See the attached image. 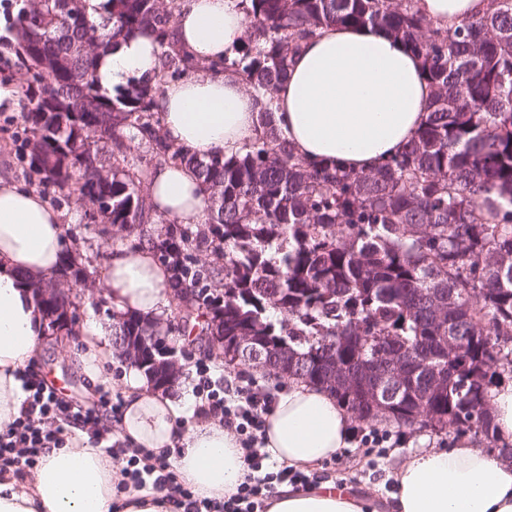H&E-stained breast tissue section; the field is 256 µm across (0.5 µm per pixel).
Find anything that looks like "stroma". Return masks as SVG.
<instances>
[{
	"mask_svg": "<svg viewBox=\"0 0 512 512\" xmlns=\"http://www.w3.org/2000/svg\"><path fill=\"white\" fill-rule=\"evenodd\" d=\"M24 127L22 115L0 111V176H8L39 189L49 203L65 215H77V222L66 228L67 250H76L87 256L96 253L106 256L117 247L136 248L138 239L135 234L105 224L102 218L90 217L88 212L81 210L75 197L64 196L54 187L40 184L38 175L29 166ZM71 295L75 307L71 336L61 341L52 336L44 338L29 369L46 384L52 385L59 397L73 406H90L99 398L98 386L92 385L88 377L77 374L59 349L64 344L80 348L83 325L91 320L110 324L114 308L109 301H95L91 291L78 286L72 287ZM159 320L169 340L174 342L182 364V375L171 388V395L193 398L195 363L200 359L210 364L213 377L229 381L244 377L254 381L257 388L270 393L278 388L280 380L277 375L225 363L222 355L209 350L206 344L184 339L180 334L175 307L164 308ZM391 432L399 438L400 443L387 456L368 464L364 462L361 451L356 449L337 464L336 474L346 476L355 492L385 498L393 486L391 472L404 456L424 444L451 448L462 439L461 433L453 429L438 433L428 428L395 426Z\"/></svg>",
	"mask_w": 512,
	"mask_h": 512,
	"instance_id": "obj_1",
	"label": "stroma"
}]
</instances>
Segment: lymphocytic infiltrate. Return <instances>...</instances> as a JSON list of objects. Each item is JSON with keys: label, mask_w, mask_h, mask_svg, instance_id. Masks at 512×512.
Returning <instances> with one entry per match:
<instances>
[{"label": "lymphocytic infiltrate", "mask_w": 512, "mask_h": 512, "mask_svg": "<svg viewBox=\"0 0 512 512\" xmlns=\"http://www.w3.org/2000/svg\"><path fill=\"white\" fill-rule=\"evenodd\" d=\"M197 371L198 391L204 396L198 414L219 418L225 427L238 435L248 467L244 482L228 500L220 503L200 500L178 483L168 456H157L147 450L141 453L145 461L143 468H127L131 482L138 484L143 474L153 475L154 486L173 494V504L180 512H259L275 484H307V476L291 467L284 465L278 470H270L268 455L261 449L265 416L272 406L271 397L248 387L238 388L235 397L224 396L223 386L212 380L207 364H200ZM24 384L29 392L25 408L11 425L0 431V465L15 468L19 473L36 464L39 449L62 445L60 422L77 420L97 436L101 433L102 414H116L122 408L121 402L112 401L105 392L99 399V407L76 411L71 403L58 398L32 374H25Z\"/></svg>", "instance_id": "lymphocytic-infiltrate-1"}]
</instances>
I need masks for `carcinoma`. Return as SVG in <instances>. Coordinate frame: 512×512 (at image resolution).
Instances as JSON below:
<instances>
[{
	"instance_id": "1",
	"label": "carcinoma",
	"mask_w": 512,
	"mask_h": 512,
	"mask_svg": "<svg viewBox=\"0 0 512 512\" xmlns=\"http://www.w3.org/2000/svg\"><path fill=\"white\" fill-rule=\"evenodd\" d=\"M61 2L35 11L16 0L3 39L31 73V165L151 245L172 293L192 289L197 309H177L183 331L201 341L217 322L229 341L259 338L270 372L320 385L358 422L492 436V386L512 375V0L447 31L415 0H248L241 54L220 66L251 90L262 134L230 156L173 148L156 131L151 81L113 95L96 82L98 59L145 29L159 39L160 75L197 67L172 41L178 0H108L98 21L66 26ZM332 24L383 27L421 57L433 92L408 146L365 172L304 160L275 118L301 41ZM86 101L91 110L70 111ZM144 145L157 164L196 172L204 223L156 224ZM99 169L112 172L105 189ZM204 248L221 261L199 265ZM123 316L112 335L151 330ZM450 336L461 340L453 354ZM280 343L301 366L283 365Z\"/></svg>"
}]
</instances>
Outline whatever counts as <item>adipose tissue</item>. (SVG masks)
I'll return each mask as SVG.
<instances>
[{"label": "adipose tissue", "instance_id": "ef3b65f1", "mask_svg": "<svg viewBox=\"0 0 512 512\" xmlns=\"http://www.w3.org/2000/svg\"><path fill=\"white\" fill-rule=\"evenodd\" d=\"M440 29L476 18L488 0H416ZM246 19L240 0H182L175 39L200 69L167 83L155 100L165 139L200 156L237 153L260 134L253 97L219 63L240 48ZM160 46L145 30L100 58L105 89L159 70ZM277 124L296 152L318 165L364 172L400 152L423 125L431 98L417 53L374 25H331L303 40L277 91ZM158 217L199 224L207 195L192 169L158 167L148 184ZM60 211L33 190L0 178V429L20 414L28 393L18 378L43 334L33 284L48 280L64 257ZM101 285L112 306L151 319L171 302L169 273L148 248L114 249ZM84 347L70 352L76 367L98 380L114 350L97 321L82 329ZM116 424L129 449L174 450L173 466L197 498L221 501L247 474L236 433L219 420L180 427L184 400L147 384L138 372L125 381ZM352 417L325 389L292 378L265 420L263 448L272 460L310 471L338 456L352 437ZM119 463L89 436L40 449L26 479L0 470V512H169L163 492L125 486ZM266 512H512V459L494 457L476 440L423 448L394 473L388 499L359 497L342 478L306 488L281 485Z\"/></svg>", "mask_w": 512, "mask_h": 512}]
</instances>
